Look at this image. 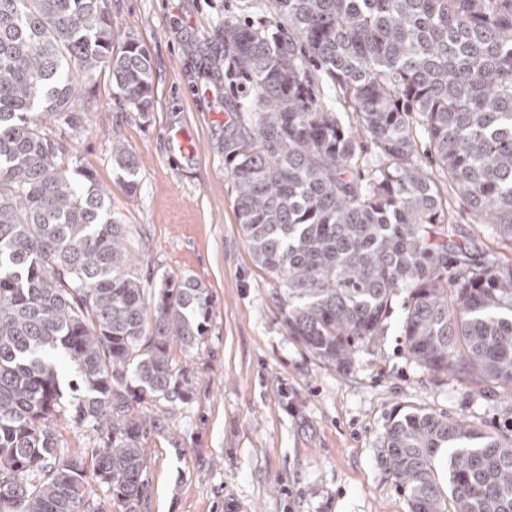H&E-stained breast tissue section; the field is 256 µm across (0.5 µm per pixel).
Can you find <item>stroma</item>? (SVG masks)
Segmentation results:
<instances>
[{
	"mask_svg": "<svg viewBox=\"0 0 512 512\" xmlns=\"http://www.w3.org/2000/svg\"><path fill=\"white\" fill-rule=\"evenodd\" d=\"M267 0H108L116 41L141 43L152 60L148 113L123 106L108 69L69 109L41 119L65 146L63 163L91 175L125 226L130 274L148 286L191 277L208 288L212 316L197 353L172 346L190 373L188 402H160L165 434H149L140 512H410L384 464L398 413L421 410L491 434L512 417V391L435 376L408 355L397 296L383 336L345 369L289 336L274 293L241 233L224 135V21L266 15ZM181 133L191 153L174 149ZM138 163L128 196L112 173V147Z\"/></svg>",
	"mask_w": 512,
	"mask_h": 512,
	"instance_id": "obj_1",
	"label": "stroma"
}]
</instances>
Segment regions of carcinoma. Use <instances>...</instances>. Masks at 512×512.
Returning a JSON list of instances; mask_svg holds the SVG:
<instances>
[{
	"label": "carcinoma",
	"mask_w": 512,
	"mask_h": 512,
	"mask_svg": "<svg viewBox=\"0 0 512 512\" xmlns=\"http://www.w3.org/2000/svg\"><path fill=\"white\" fill-rule=\"evenodd\" d=\"M106 2L0 0V480H11L0 512H138L143 443L160 431L145 403L190 398L171 345L194 352L210 321L195 279L156 289L128 273L107 191L76 180L34 121L68 111L101 68L122 104L149 111L150 55L134 40L113 48ZM267 9L224 20V88L238 114L224 163L252 259L281 283L288 335L347 367L404 292L416 363L512 388V259L456 240L427 171L435 163L512 248V0ZM328 87L355 124L327 106ZM112 166L134 194L136 156L117 143ZM63 364L85 385L72 402ZM61 420L98 433V445L65 447ZM385 443L411 512H512V435L414 411Z\"/></svg>",
	"instance_id": "1"
}]
</instances>
